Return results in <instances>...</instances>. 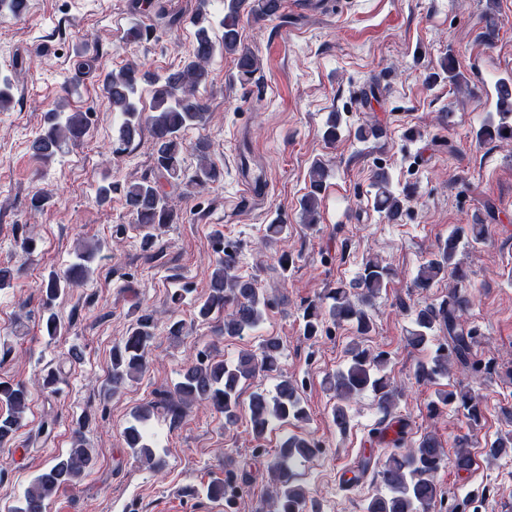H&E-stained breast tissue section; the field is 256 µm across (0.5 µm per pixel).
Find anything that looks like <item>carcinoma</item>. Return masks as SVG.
<instances>
[{"mask_svg":"<svg viewBox=\"0 0 512 512\" xmlns=\"http://www.w3.org/2000/svg\"><path fill=\"white\" fill-rule=\"evenodd\" d=\"M283 0H224V13L219 27L212 25L208 12V0H198L191 24L195 28L192 51L175 68L164 73L143 71L129 63L119 69L105 73L100 84L112 111L124 117L119 131V146L115 154L125 152L141 134L148 129L154 144V168L157 177L129 182L124 185L109 183L100 185L95 192L96 202L104 205L112 200V193L120 192L132 223L143 229H156L175 221L171 205V191L188 190L215 183L221 172L211 159L210 144L200 140L194 151L198 163L194 170L185 166L184 146L180 133L192 125L205 121L206 108L199 95L200 88L211 83L210 64L218 55H231L236 62L237 77L248 82L259 68V59L242 42V23L246 16L271 18L281 14ZM177 18L166 13L164 7L155 12V23L147 26L136 20L127 31V39L140 42L148 39L158 27H172ZM151 86L149 113L138 109L135 102L138 84ZM90 129L88 113L80 110L66 112L53 109L46 114L45 126L30 143L34 156L49 159L71 144L80 143ZM481 135L487 139L512 140V124L500 118L498 123L483 126ZM328 177L327 168L314 164L309 171V190L300 203L301 215L308 224L320 218L323 186ZM371 186L374 190L373 204L392 222L402 214V199L391 184L390 174L379 169L373 174ZM463 236L454 230L440 245L434 257L420 264L412 278V286L423 294L448 276L457 281L448 297L436 305H426L414 314L415 329L409 332L407 343L420 349L435 338V333L446 334L445 342L439 344L434 356L417 368V378L431 380L448 373L449 366L467 364L473 346V336L466 331L463 317L469 310L472 299L465 289L466 271L455 262ZM94 249L77 255V260L61 272H53L41 282L39 290L43 296L44 326L46 335L54 338L62 335L65 325L53 312L54 302L68 288L85 280L90 275L89 262ZM239 254L233 248L224 249L211 273L208 294L196 305V318L207 321L212 314L224 312V323L220 331L226 336H240L253 330L263 320L267 299L255 279L237 273ZM394 275L392 267L377 256L366 258L349 286L333 289L329 294L331 303L324 308L312 304L303 314V334L308 338L318 335L326 320L336 324L353 322L361 334L372 328L370 310L382 290ZM155 324L152 316L143 315L131 325L122 342L112 350L110 382L117 390L125 382L141 376L148 366V355L153 346ZM283 344L279 337L263 339L260 353H239L234 360H217L201 354L189 365L176 383L174 392L161 400L159 405L171 419H180L195 403H202L216 413L224 415V424L237 421L240 410V385L259 372H275ZM387 363L384 353L371 354L359 345L348 352L344 369L329 381L339 403L332 409V420L336 428L344 432L350 424V415L344 402L371 390L377 397L382 419L374 434L383 440L391 438L394 451L375 466L371 458L364 457L352 470L353 477L346 484L358 482L368 471H373L377 491L368 498L363 512H430L439 490L434 473L445 458L440 440L432 433H424L414 442H406V423L394 419L397 392L387 376L381 374ZM441 404H456L466 411L468 418L478 422L481 417V401L470 390L445 391L438 395ZM28 392L21 383L0 382V404L6 411L0 413V446L11 443L27 409ZM249 421L254 440L265 438L275 421L288 422L304 418L305 410L297 387L283 377L269 395L263 391L251 394ZM150 408L145 407L134 416V423L124 432L128 447L138 451L157 469L163 460L153 454L147 440L146 422ZM316 444L298 436H289L280 445L271 464L274 484L268 492L272 512H303L306 504L304 488L298 483L296 463L313 455ZM489 459L512 455V429L509 428L490 442L485 449ZM93 464L90 449L84 446L81 431L73 436V449L60 455L38 474L26 489L21 506L15 512H44L45 502L58 490L77 485ZM470 451L465 447L456 450L453 467L458 473L472 468Z\"/></svg>","mask_w":512,"mask_h":512,"instance_id":"carcinoma-1","label":"carcinoma"}]
</instances>
